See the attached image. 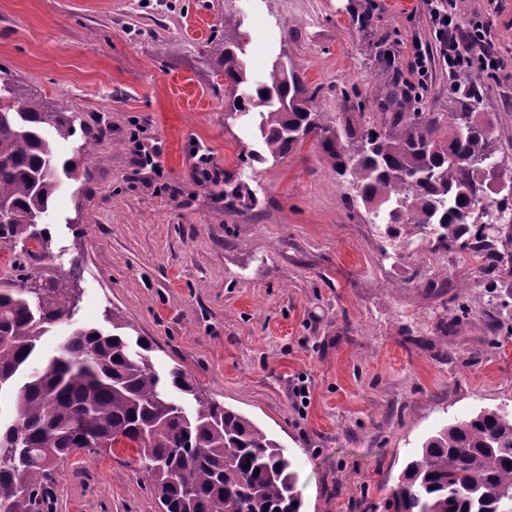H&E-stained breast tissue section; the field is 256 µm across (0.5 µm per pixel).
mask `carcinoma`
<instances>
[{"label":"carcinoma","instance_id":"obj_1","mask_svg":"<svg viewBox=\"0 0 512 512\" xmlns=\"http://www.w3.org/2000/svg\"><path fill=\"white\" fill-rule=\"evenodd\" d=\"M237 37H224L211 65L227 81L229 114L259 109L265 153L275 159L315 133L336 174L347 176L365 209L394 238L415 233L486 261L490 297L500 265L512 264V155L490 119L473 124L483 97L455 90L448 112H387L381 124L326 123L313 108L318 89L275 60L250 87ZM74 134L65 107L46 112L32 100L0 105V244L23 250L22 262L47 255L29 248L58 188L53 141ZM484 208L505 222L477 223ZM75 288L58 279L42 288H0V394L13 400L12 422L0 427V512H49L52 473L78 449L133 448L160 512H301L297 474L283 446L251 419L204 396L179 366L166 384L193 398L187 412L161 387L151 344L132 353L126 338L77 328L40 368V342L71 321ZM390 512H512V412L484 410L428 437L405 466Z\"/></svg>","mask_w":512,"mask_h":512}]
</instances>
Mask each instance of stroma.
I'll list each match as a JSON object with an SVG mask.
<instances>
[{
	"label": "stroma",
	"instance_id": "stroma-1",
	"mask_svg": "<svg viewBox=\"0 0 512 512\" xmlns=\"http://www.w3.org/2000/svg\"><path fill=\"white\" fill-rule=\"evenodd\" d=\"M457 10L497 68L418 76L412 43L434 44L422 0H0L5 102L75 119L50 255L25 273L31 288L75 275V314L43 352L84 326L148 339L156 373L181 366L285 447L303 512H384L429 435L512 407V305L491 309L478 261L389 237L316 140L257 160V127L225 118L211 68L231 15L252 81L288 59L326 117L444 112L471 82L511 145L512 0ZM55 480L53 512H159L131 448L77 453Z\"/></svg>",
	"mask_w": 512,
	"mask_h": 512
}]
</instances>
